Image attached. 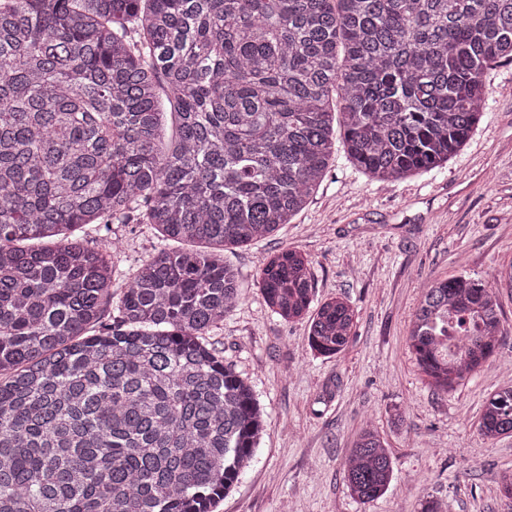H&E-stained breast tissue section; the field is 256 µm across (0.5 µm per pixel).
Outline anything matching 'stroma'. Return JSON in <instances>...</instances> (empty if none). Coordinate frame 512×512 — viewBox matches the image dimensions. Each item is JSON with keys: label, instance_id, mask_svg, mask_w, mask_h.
Masks as SVG:
<instances>
[{"label": "stroma", "instance_id": "stroma-1", "mask_svg": "<svg viewBox=\"0 0 512 512\" xmlns=\"http://www.w3.org/2000/svg\"><path fill=\"white\" fill-rule=\"evenodd\" d=\"M486 115L458 156L392 185L370 179L337 147L306 208L273 236L230 247L239 300L211 333L264 410L253 464L214 512H512L499 477L512 469V436L488 439L478 422L489 396L512 383V295L501 293L502 337L493 358L454 390L431 386L409 348L410 320L434 279L487 276L512 263V64L488 70ZM122 240L132 272L154 253L149 224L99 228ZM311 261L317 300L347 299L357 323L338 357L316 358L308 324L271 315L256 284L272 253ZM405 416L389 422L392 408ZM372 422L395 462L384 495L349 492L343 461Z\"/></svg>", "mask_w": 512, "mask_h": 512}]
</instances>
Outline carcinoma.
Returning a JSON list of instances; mask_svg holds the SVG:
<instances>
[{
	"label": "carcinoma",
	"mask_w": 512,
	"mask_h": 512,
	"mask_svg": "<svg viewBox=\"0 0 512 512\" xmlns=\"http://www.w3.org/2000/svg\"><path fill=\"white\" fill-rule=\"evenodd\" d=\"M501 62L512 0H0V512H213L264 429L209 340L239 296L224 249L289 223L338 137L386 184L448 163ZM132 218L203 249L157 251L116 298L119 237L74 231ZM494 280L423 288L409 347L435 387L494 355L512 263ZM258 288L309 316L313 356L346 349L355 309L315 302L301 252L267 257ZM479 431L512 434V385ZM393 472L364 424L352 496Z\"/></svg>",
	"instance_id": "obj_1"
}]
</instances>
